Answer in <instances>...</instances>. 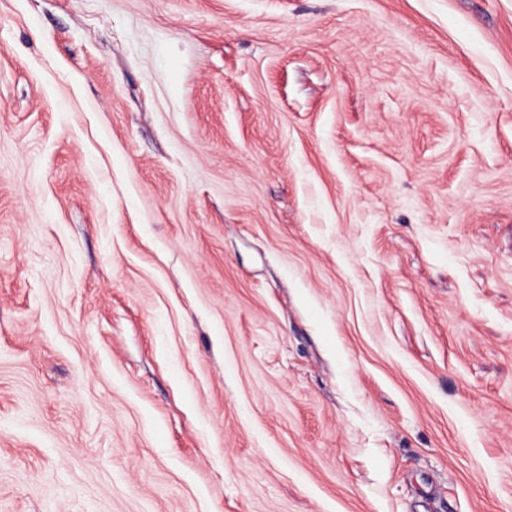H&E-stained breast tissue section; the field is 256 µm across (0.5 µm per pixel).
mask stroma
Masks as SVG:
<instances>
[{
  "mask_svg": "<svg viewBox=\"0 0 512 512\" xmlns=\"http://www.w3.org/2000/svg\"><path fill=\"white\" fill-rule=\"evenodd\" d=\"M0 512H512V0H0Z\"/></svg>",
  "mask_w": 512,
  "mask_h": 512,
  "instance_id": "35a3bbf8",
  "label": "stroma"
}]
</instances>
